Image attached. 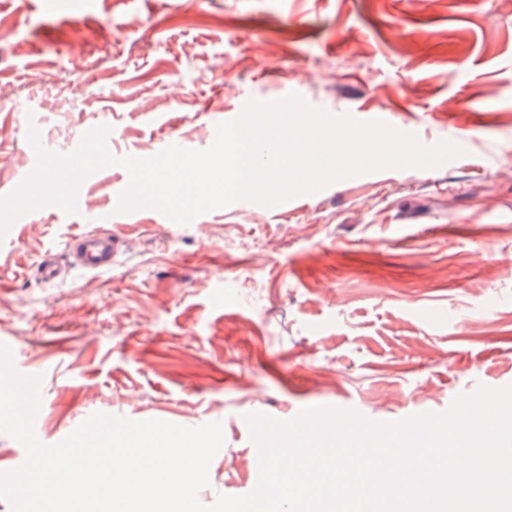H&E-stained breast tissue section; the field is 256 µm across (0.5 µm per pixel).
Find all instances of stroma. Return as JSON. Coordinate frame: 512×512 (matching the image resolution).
Returning <instances> with one entry per match:
<instances>
[{
	"label": "stroma",
	"instance_id": "obj_1",
	"mask_svg": "<svg viewBox=\"0 0 512 512\" xmlns=\"http://www.w3.org/2000/svg\"><path fill=\"white\" fill-rule=\"evenodd\" d=\"M0 32V197L36 166L29 128L69 154L105 126L112 156L151 158L173 141L208 149L207 129L243 101L292 93L334 117L387 113L396 130L462 150L272 211L233 203L185 225L124 213L108 227L118 254L106 272L68 261L90 225L57 206L29 212L0 240V340L18 373L42 378L41 443L96 413L221 423L198 493L209 505L258 483L245 414L330 406L394 422L512 387V0H93L68 16L0 0ZM261 56L279 70L262 72ZM49 97L62 113L44 111ZM129 182L118 164L86 176L85 212Z\"/></svg>",
	"mask_w": 512,
	"mask_h": 512
}]
</instances>
